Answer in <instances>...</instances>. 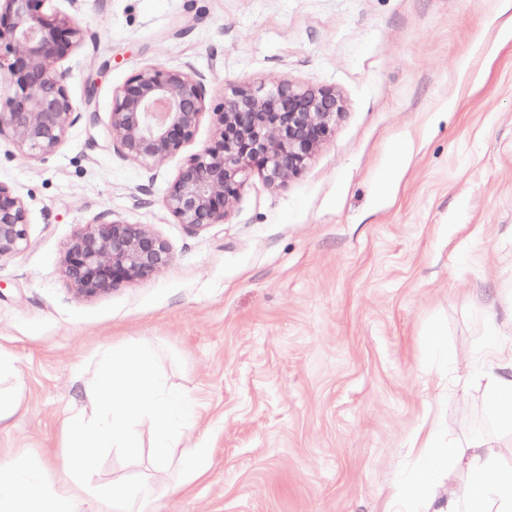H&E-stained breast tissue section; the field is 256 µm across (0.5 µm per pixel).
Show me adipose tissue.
I'll return each mask as SVG.
<instances>
[{"label":"adipose tissue","mask_w":512,"mask_h":512,"mask_svg":"<svg viewBox=\"0 0 512 512\" xmlns=\"http://www.w3.org/2000/svg\"><path fill=\"white\" fill-rule=\"evenodd\" d=\"M485 354L495 362L486 374V390L499 420L512 426V351L490 340ZM457 465L469 480L467 493L449 490L432 498L428 512H512V482L499 479L502 469L496 448L477 445L456 455Z\"/></svg>","instance_id":"adipose-tissue-1"}]
</instances>
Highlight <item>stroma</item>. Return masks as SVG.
<instances>
[{
  "label": "stroma",
  "mask_w": 512,
  "mask_h": 512,
  "mask_svg": "<svg viewBox=\"0 0 512 512\" xmlns=\"http://www.w3.org/2000/svg\"><path fill=\"white\" fill-rule=\"evenodd\" d=\"M86 40L62 63L90 105L59 151L0 137V181L29 242L0 260V462L67 461L64 419L87 406L103 351L148 343L195 404L169 466L149 421L133 463L92 475L154 489L145 512H391L447 447L512 465V428L484 422L486 336L512 340V0H48ZM150 66L210 92L288 79L335 88L344 112L297 178L252 175L224 223L189 232L161 200L193 141L146 168L104 135L112 92ZM151 184L144 206L138 188ZM103 210L165 239L153 278L77 296L63 254ZM188 480L189 489L172 485Z\"/></svg>",
  "instance_id": "stroma-1"
}]
</instances>
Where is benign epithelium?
<instances>
[{"mask_svg":"<svg viewBox=\"0 0 512 512\" xmlns=\"http://www.w3.org/2000/svg\"><path fill=\"white\" fill-rule=\"evenodd\" d=\"M46 2L0 0V136L40 159L57 152L81 118L61 62L86 38L72 18L47 13ZM342 112L332 88L264 81L214 98L194 73L148 67L113 91L107 132L120 155L152 167L178 155L212 117L213 142L184 160L163 199L177 223L198 232L224 223L253 173L272 186L301 175ZM28 237L24 202L0 181V259L22 251ZM171 261L159 235L104 210L76 233L62 270L77 295L92 298L148 280Z\"/></svg>","mask_w":512,"mask_h":512,"instance_id":"1","label":"benign epithelium"}]
</instances>
